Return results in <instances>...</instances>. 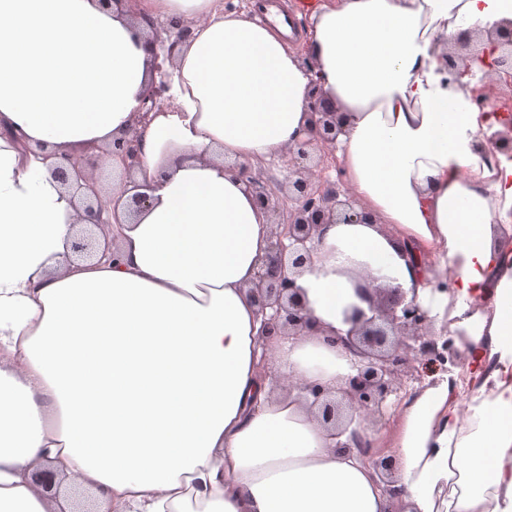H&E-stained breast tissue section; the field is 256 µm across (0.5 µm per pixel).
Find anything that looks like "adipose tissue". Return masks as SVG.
Segmentation results:
<instances>
[{"instance_id": "adipose-tissue-1", "label": "adipose tissue", "mask_w": 512, "mask_h": 512, "mask_svg": "<svg viewBox=\"0 0 512 512\" xmlns=\"http://www.w3.org/2000/svg\"><path fill=\"white\" fill-rule=\"evenodd\" d=\"M155 19L189 25L169 103ZM304 54L219 0H0V512H512V157L448 68V41L512 21V0H324ZM337 111L343 179L367 224H323L296 275L315 322L259 334L251 287L275 228L229 161L304 138L313 87ZM136 131L146 207L122 197L94 260L51 173L88 146L117 166ZM451 279L449 291H434ZM398 288L448 330L479 384L437 372L373 436L390 481L338 448L305 385H344L357 287ZM392 492H385V485ZM168 86L164 81L152 84L141 100V107L136 114V126H147L151 121V112L168 98L165 96ZM150 103V105H149Z\"/></svg>"}]
</instances>
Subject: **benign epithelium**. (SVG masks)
<instances>
[{
	"label": "benign epithelium",
	"mask_w": 512,
	"mask_h": 512,
	"mask_svg": "<svg viewBox=\"0 0 512 512\" xmlns=\"http://www.w3.org/2000/svg\"><path fill=\"white\" fill-rule=\"evenodd\" d=\"M487 40L489 47L470 54L465 68L469 70L477 64L512 82V24L495 26L487 32ZM167 89L163 81L150 86L141 100L136 125L145 127L149 124L151 112L167 100ZM307 108L312 119L306 136L288 149L296 175L288 181V189L263 181L247 165L234 168L249 184L257 202L278 216L274 241L252 287L262 315V336H301L313 326L300 289L294 278L285 275V269L297 273L310 262V243L315 229L332 222L359 224L370 221L367 213L358 210L354 203L340 199V191L313 180L314 166H307L305 162L311 160V151L318 145L335 143L338 129L335 110L316 87L312 88ZM136 142L133 134L117 143L127 177L122 183L124 193L131 184L137 159ZM491 147L502 153L512 152L511 122L506 131L491 139ZM52 174L65 186L68 194L85 197L88 223L97 227L109 223V219L103 218L105 205L94 188V178L79 162L56 166ZM357 293L368 303L369 311L352 307L345 316L346 322L351 324L348 336L336 337V342L345 345L359 358L356 375L334 393L318 384L303 387L312 397V405L318 408L321 423L336 438L344 433L347 421L356 416L366 421L384 416L388 399L399 396L405 385L420 384L426 376L439 371V366L447 363L453 367L461 359L450 336L430 333L432 321L416 299H407L400 290L392 300L387 299L380 289L372 292L359 288ZM337 447H354L361 455L369 457L375 468L388 475L393 471V459L388 456L376 459L371 441L357 431L351 433L350 442H339Z\"/></svg>",
	"instance_id": "obj_1"
}]
</instances>
